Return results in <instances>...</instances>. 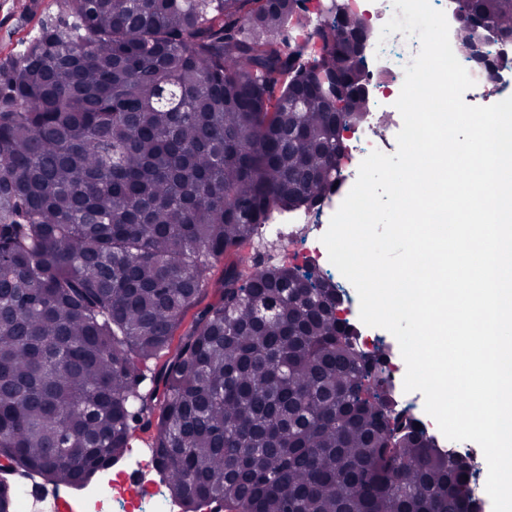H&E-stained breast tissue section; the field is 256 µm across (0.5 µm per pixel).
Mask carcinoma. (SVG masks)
<instances>
[{
  "label": "carcinoma",
  "mask_w": 512,
  "mask_h": 512,
  "mask_svg": "<svg viewBox=\"0 0 512 512\" xmlns=\"http://www.w3.org/2000/svg\"><path fill=\"white\" fill-rule=\"evenodd\" d=\"M459 2L512 35V0ZM357 28L304 0H64L0 62V507L25 512L16 476L85 487L140 422L184 512L478 507L336 289L233 260L340 180Z\"/></svg>",
  "instance_id": "obj_1"
}]
</instances>
